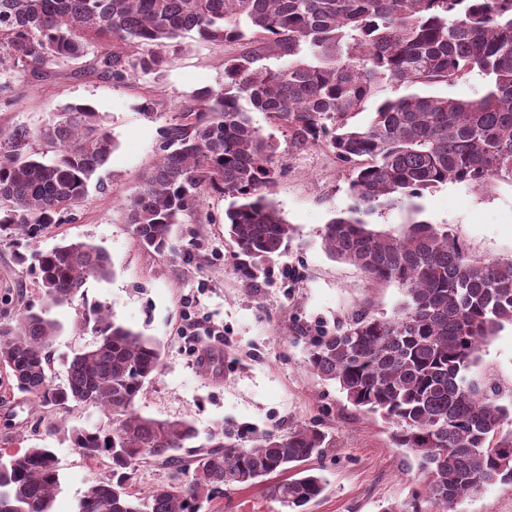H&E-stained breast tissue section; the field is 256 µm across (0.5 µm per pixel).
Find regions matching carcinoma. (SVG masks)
<instances>
[{"label": "carcinoma", "instance_id": "obj_1", "mask_svg": "<svg viewBox=\"0 0 512 512\" xmlns=\"http://www.w3.org/2000/svg\"><path fill=\"white\" fill-rule=\"evenodd\" d=\"M192 31L241 52L224 60L223 88L200 89L173 108L126 210L138 244L168 254L173 226L202 194L229 197L224 229L251 288L292 229L268 197L275 145L250 111L264 113L295 149H330L350 172L352 203L326 225L325 249L373 282L397 284L405 300L391 317L361 312L315 339L307 362L355 408L391 424L393 446L415 457L420 489L384 512H425V503L454 512L464 497L512 482V402L498 403L479 373L481 346L512 326V257L475 259L425 220L398 234L365 220L403 204L418 214L417 200L440 184L512 181V0H0V68L23 78L80 60L95 44L101 51L89 66L124 83L164 70L173 41ZM267 56L282 64L257 65ZM473 72L485 86L472 99L411 92L382 100L363 124L350 122L382 83L450 85ZM114 149L103 116L83 103L40 129L18 125L0 136V239L74 221ZM30 271L48 303L71 304L88 279L108 278L110 258L90 242L66 241L34 252ZM82 321L97 341L73 357L61 385L47 373L59 324L28 306L0 322L8 394L112 414L110 429L68 431L85 459L109 460V478L87 487L77 512H200L224 488L256 484L304 512L323 493L310 468L266 483L330 447L319 425L256 434L247 446L215 427L183 457L195 427L136 410L160 372L157 346L105 306L87 308ZM148 460L173 475L137 492L134 465ZM58 484L51 448L0 459V512H50Z\"/></svg>", "mask_w": 512, "mask_h": 512}]
</instances>
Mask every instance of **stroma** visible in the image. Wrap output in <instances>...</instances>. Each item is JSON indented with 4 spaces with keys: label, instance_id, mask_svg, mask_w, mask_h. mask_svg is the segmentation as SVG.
<instances>
[{
    "label": "stroma",
    "instance_id": "1",
    "mask_svg": "<svg viewBox=\"0 0 512 512\" xmlns=\"http://www.w3.org/2000/svg\"><path fill=\"white\" fill-rule=\"evenodd\" d=\"M236 44H213L196 34L178 39L159 74L117 83L88 68L87 60L56 68L52 75L18 79L0 69V129L41 128L71 103L92 105L106 118L117 147L99 177L105 192L90 191L68 224H55L35 239L0 240V321L16 317L27 304L60 325L50 348L48 374L62 382L66 366L91 349L96 337L80 326L84 308L101 304L116 321L154 341L161 371L136 402L137 411L161 420L191 421L199 434L221 426L250 439L265 432L319 421L336 445L312 468L326 489L305 512H382L388 504L411 500L416 461L393 447L391 427L379 416L356 412L334 383L308 366L311 342L365 309L392 316L404 299L394 284H375L354 265L331 259L322 246L329 220L351 202L347 169L321 147L291 148L262 113L255 126L276 145L280 174L271 196L294 233L267 274L242 288L237 259L228 248L224 210L228 198L208 195L174 227L175 253L159 257L143 250L125 221L126 207L154 158L174 105L204 87L224 85L225 57ZM156 102V118L143 115L145 98ZM422 219L445 228L470 254L512 256V182L483 188L447 183L426 190ZM88 241L110 257L104 280L89 279L84 296L65 306L48 305L20 254L47 251L61 240ZM201 324L197 336L184 334L187 316ZM480 369L512 393V327H505L480 350ZM64 431L46 437L42 414L32 401H0V457L47 441L54 449L60 483L51 512H76L91 479H105L107 464L86 462L72 448L66 429L108 427L112 418L86 407L57 412ZM202 512H291L265 497L261 487L225 489Z\"/></svg>",
    "mask_w": 512,
    "mask_h": 512
}]
</instances>
